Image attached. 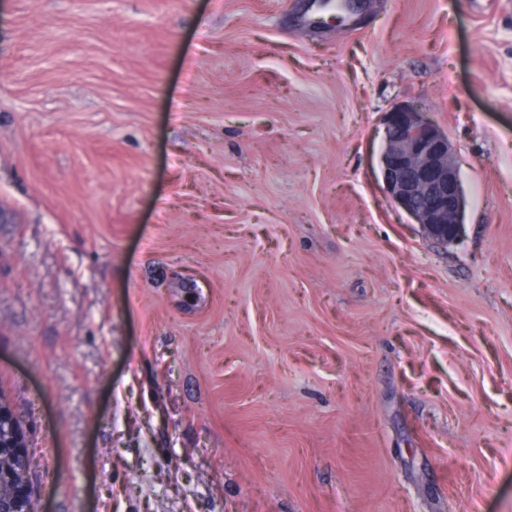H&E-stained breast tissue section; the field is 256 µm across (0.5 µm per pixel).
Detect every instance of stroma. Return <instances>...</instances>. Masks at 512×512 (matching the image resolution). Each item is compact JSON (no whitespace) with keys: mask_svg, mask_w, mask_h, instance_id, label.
<instances>
[{"mask_svg":"<svg viewBox=\"0 0 512 512\" xmlns=\"http://www.w3.org/2000/svg\"><path fill=\"white\" fill-rule=\"evenodd\" d=\"M0 0V396L35 512H512V0ZM452 146L434 240L387 112ZM385 125L380 164L386 192L432 238L453 242L465 195L447 135L409 107L389 112ZM16 448V452L20 455L22 458L23 465L25 467V472L21 478V482L19 484V488L17 490V493L21 497L31 496L32 497V485L30 481V474L28 473V470H32L34 467V456L33 454L26 450L25 448L28 447V444L26 442V439L20 434L18 431L16 434L15 443L13 445Z\"/></svg>","mask_w":512,"mask_h":512,"instance_id":"35a3bbf8","label":"stroma"}]
</instances>
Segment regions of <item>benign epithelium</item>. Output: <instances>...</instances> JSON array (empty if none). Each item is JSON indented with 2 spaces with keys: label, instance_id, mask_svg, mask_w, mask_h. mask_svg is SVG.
<instances>
[{
  "label": "benign epithelium",
  "instance_id": "7a95c632",
  "mask_svg": "<svg viewBox=\"0 0 512 512\" xmlns=\"http://www.w3.org/2000/svg\"><path fill=\"white\" fill-rule=\"evenodd\" d=\"M380 164L386 192L432 238L450 243L459 236L465 195L447 135L416 110L397 107L387 114ZM14 447L33 469L22 434Z\"/></svg>",
  "mask_w": 512,
  "mask_h": 512
}]
</instances>
